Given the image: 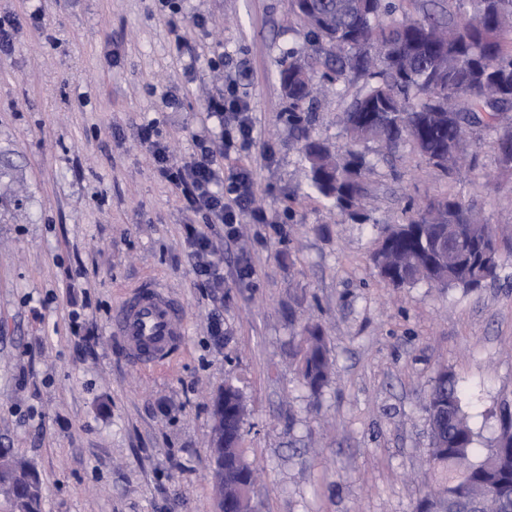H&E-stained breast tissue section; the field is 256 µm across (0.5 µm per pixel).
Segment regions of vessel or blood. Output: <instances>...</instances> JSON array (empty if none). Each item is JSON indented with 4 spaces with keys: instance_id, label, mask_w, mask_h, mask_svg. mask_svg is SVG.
<instances>
[{
    "instance_id": "vessel-or-blood-1",
    "label": "vessel or blood",
    "mask_w": 512,
    "mask_h": 512,
    "mask_svg": "<svg viewBox=\"0 0 512 512\" xmlns=\"http://www.w3.org/2000/svg\"><path fill=\"white\" fill-rule=\"evenodd\" d=\"M185 314L167 288L153 284L128 291L112 315V334L132 364L155 369L183 345Z\"/></svg>"
}]
</instances>
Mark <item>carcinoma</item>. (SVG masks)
<instances>
[{"mask_svg": "<svg viewBox=\"0 0 512 512\" xmlns=\"http://www.w3.org/2000/svg\"><path fill=\"white\" fill-rule=\"evenodd\" d=\"M423 3L400 21L396 0H291V14L309 45L288 55L278 79L288 100V126L296 133L317 194L339 216L364 222L363 201L374 164L370 142L394 154L409 142L448 178L477 144V133L495 135L499 166L512 171V0H442ZM468 14L472 22H459ZM344 85L338 115L345 147L311 136L317 85ZM476 205L451 196L429 200L407 222L383 231L372 256L392 287L427 282L473 291L498 279L502 248L487 225L475 221ZM308 404L316 407L329 385L332 363L326 337L305 326L294 350ZM225 445L241 439L248 414L243 396L224 387ZM431 448L426 490L414 512H512V410L500 409L495 448L478 460L476 435L455 377L439 376L425 396ZM11 449L0 448V489L20 512H39L38 480Z\"/></svg>", "mask_w": 512, "mask_h": 512, "instance_id": "1", "label": "carcinoma"}]
</instances>
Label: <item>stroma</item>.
Masks as SVG:
<instances>
[{
	"instance_id": "35a3bbf8",
	"label": "stroma",
	"mask_w": 512,
	"mask_h": 512,
	"mask_svg": "<svg viewBox=\"0 0 512 512\" xmlns=\"http://www.w3.org/2000/svg\"><path fill=\"white\" fill-rule=\"evenodd\" d=\"M176 2L0 0V16L21 20L0 53V448L38 471L42 512H216L212 408L231 384L248 408L241 445L264 470L260 512H413L430 448L422 397L440 373L462 387L481 453L512 405V173L490 135L452 179L411 145L387 159L370 143L369 219H342L310 187L285 118L280 62L309 50L290 0ZM220 79L251 105L242 157L268 221L243 215L232 243L213 227L216 291L184 242L202 218L158 178L138 133L155 121L171 154L189 157L203 92ZM441 195L498 226V279L475 292L391 287L371 262L383 230ZM153 282L182 304L188 335L167 364L141 370L112 314L126 290ZM308 322L334 367L316 412L293 366Z\"/></svg>"
}]
</instances>
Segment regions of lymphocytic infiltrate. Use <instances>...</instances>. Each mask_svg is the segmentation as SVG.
<instances>
[{
	"label": "lymphocytic infiltrate",
	"mask_w": 512,
	"mask_h": 512,
	"mask_svg": "<svg viewBox=\"0 0 512 512\" xmlns=\"http://www.w3.org/2000/svg\"><path fill=\"white\" fill-rule=\"evenodd\" d=\"M251 105L232 89L212 95L206 103V122L193 134L195 152L190 161L174 160L167 144L153 140V124L142 125L149 139L160 179L177 188L187 211L202 215L203 225H185V242L194 274L208 287L224 285V260L214 248L207 228L236 223L240 213L251 210L257 191L251 167L232 162L237 144H248L254 135Z\"/></svg>",
	"instance_id": "lymphocytic-infiltrate-1"
}]
</instances>
